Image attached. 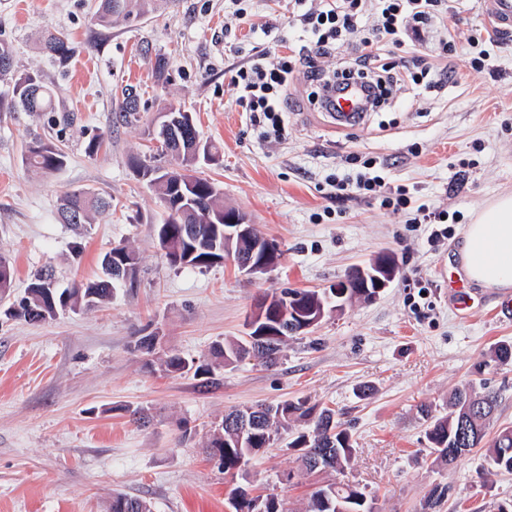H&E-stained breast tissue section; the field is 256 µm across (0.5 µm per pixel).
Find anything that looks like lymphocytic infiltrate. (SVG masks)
Returning a JSON list of instances; mask_svg holds the SVG:
<instances>
[{"instance_id": "f902f5d3", "label": "lymphocytic infiltrate", "mask_w": 512, "mask_h": 512, "mask_svg": "<svg viewBox=\"0 0 512 512\" xmlns=\"http://www.w3.org/2000/svg\"><path fill=\"white\" fill-rule=\"evenodd\" d=\"M291 20L300 27L297 43L276 62L258 52L231 75L237 103L254 114L267 133L280 134L283 112L289 109L288 86L303 72L312 91L309 99L322 112L336 111V103L354 84L362 88V109L377 111L403 87L421 92L435 82L451 81L453 61L468 37L450 34L444 23L446 0H289ZM435 44L433 63L389 57L388 48L407 43ZM351 50L348 60L332 71L320 66L336 49ZM336 201L351 194H380L384 206L404 205L402 190H391L383 177L359 176L356 181L334 180Z\"/></svg>"}]
</instances>
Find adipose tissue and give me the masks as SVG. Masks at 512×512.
Listing matches in <instances>:
<instances>
[{"instance_id": "adipose-tissue-1", "label": "adipose tissue", "mask_w": 512, "mask_h": 512, "mask_svg": "<svg viewBox=\"0 0 512 512\" xmlns=\"http://www.w3.org/2000/svg\"><path fill=\"white\" fill-rule=\"evenodd\" d=\"M456 255L457 273L470 285L512 288V194L498 195L471 214Z\"/></svg>"}]
</instances>
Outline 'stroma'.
I'll list each match as a JSON object with an SVG mask.
<instances>
[{
	"label": "stroma",
	"instance_id": "stroma-1",
	"mask_svg": "<svg viewBox=\"0 0 512 512\" xmlns=\"http://www.w3.org/2000/svg\"><path fill=\"white\" fill-rule=\"evenodd\" d=\"M250 9L242 19L224 0H150L139 21L103 28L92 21L94 0H0V39L13 49L14 69L40 73L58 104L51 116L0 105V256L13 268L12 300L37 269L52 268L67 287L100 275L112 246L139 257L133 283L101 307L43 321L0 317V512H107L116 490L151 501L154 512H228L229 485L204 449L212 423L235 408L297 398L335 410L356 453L344 471L312 474L282 443L256 458L250 492L280 495L286 512H303L328 480L365 486L375 512H421L436 487L451 490L439 512H493L512 499V473L490 469L485 449L451 466L436 462L420 413L426 405L447 414L452 391L470 384L497 394L494 427H512V364L490 356L496 343H512V320L494 313L508 296L451 273L468 213L512 192V31L498 28L481 0H465L449 8L448 28L474 36L470 54L486 53L488 69L456 61L454 80L426 103L398 90L356 128L316 111L299 73L281 136L266 138L238 106L231 72L254 51L281 54L297 31L288 0H252ZM49 30L75 48L66 65L40 49ZM125 87L147 107L140 121L117 112ZM173 105L219 151L218 161H199L198 175L278 246L271 272L251 278L229 259L168 265L157 239L165 212L136 166L168 165L148 129ZM94 135L101 146L91 154ZM36 138L64 149L61 169L25 168ZM353 154L405 189L406 209L392 211L377 196L331 199L330 177L361 171L347 161ZM74 189L98 191L111 206L84 227L61 223L60 200ZM421 207L440 215L438 242L432 225L414 221ZM382 252L399 265L389 288L289 339L274 366L245 360L209 379L168 374L149 368L137 347L152 333L159 350L204 360L214 344L245 334L264 295L327 288ZM136 408L147 425L131 420Z\"/></svg>",
	"mask_w": 512,
	"mask_h": 512
}]
</instances>
